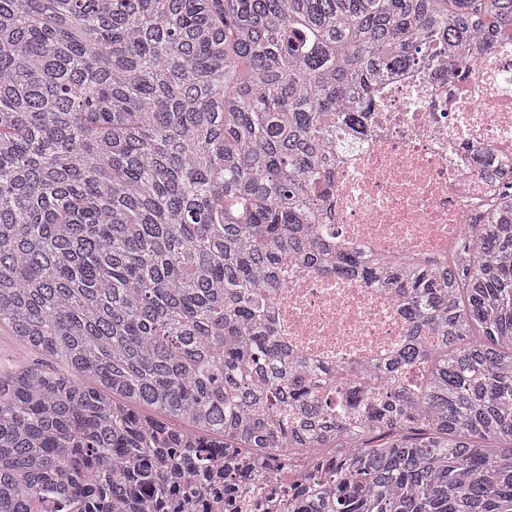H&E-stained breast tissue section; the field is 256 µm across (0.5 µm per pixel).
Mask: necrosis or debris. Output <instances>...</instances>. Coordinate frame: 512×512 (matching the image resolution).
I'll return each mask as SVG.
<instances>
[{"instance_id":"4bbe7bcc","label":"necrosis or debris","mask_w":512,"mask_h":512,"mask_svg":"<svg viewBox=\"0 0 512 512\" xmlns=\"http://www.w3.org/2000/svg\"><path fill=\"white\" fill-rule=\"evenodd\" d=\"M512 150V43L467 79L414 72L383 83L365 134L331 151L338 243L363 256H447L489 192L480 160ZM277 328L314 365L390 363L408 323L386 288L292 264L274 295Z\"/></svg>"}]
</instances>
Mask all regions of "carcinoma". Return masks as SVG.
I'll return each mask as SVG.
<instances>
[{
  "label": "carcinoma",
  "mask_w": 512,
  "mask_h": 512,
  "mask_svg": "<svg viewBox=\"0 0 512 512\" xmlns=\"http://www.w3.org/2000/svg\"><path fill=\"white\" fill-rule=\"evenodd\" d=\"M504 42L512 0H0V327L53 363L0 374V512H512V154L446 260L323 224L336 127ZM296 259L395 291L391 365L288 351Z\"/></svg>",
  "instance_id": "obj_1"
}]
</instances>
